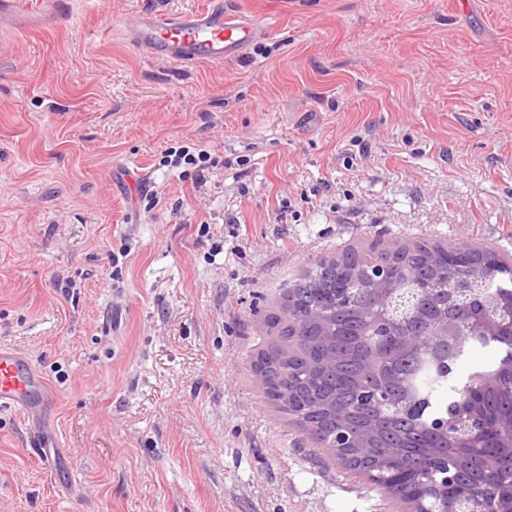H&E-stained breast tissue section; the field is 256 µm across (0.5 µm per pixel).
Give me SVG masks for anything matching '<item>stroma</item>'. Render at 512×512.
<instances>
[{"label": "stroma", "mask_w": 512, "mask_h": 512, "mask_svg": "<svg viewBox=\"0 0 512 512\" xmlns=\"http://www.w3.org/2000/svg\"><path fill=\"white\" fill-rule=\"evenodd\" d=\"M271 33L177 64L141 12ZM202 148L242 165L162 167ZM461 241L512 264V0H102L0 28V512H405L266 398L265 314L316 257ZM41 431L62 457L49 469ZM51 395L46 380L22 353L0 349V408L24 411Z\"/></svg>", "instance_id": "35a3bbf8"}]
</instances>
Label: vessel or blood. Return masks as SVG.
Returning a JSON list of instances; mask_svg holds the SVG:
<instances>
[{
  "label": "vessel or blood",
  "mask_w": 512,
  "mask_h": 512,
  "mask_svg": "<svg viewBox=\"0 0 512 512\" xmlns=\"http://www.w3.org/2000/svg\"><path fill=\"white\" fill-rule=\"evenodd\" d=\"M99 0H0V25L25 31L69 18L73 8L92 11ZM272 26L261 17L236 18L216 6L202 12L139 13L126 29L128 40L180 63H221L242 56L255 39L269 35ZM51 395L46 380L22 353L0 349V408L24 411L46 402Z\"/></svg>",
  "instance_id": "obj_1"
}]
</instances>
